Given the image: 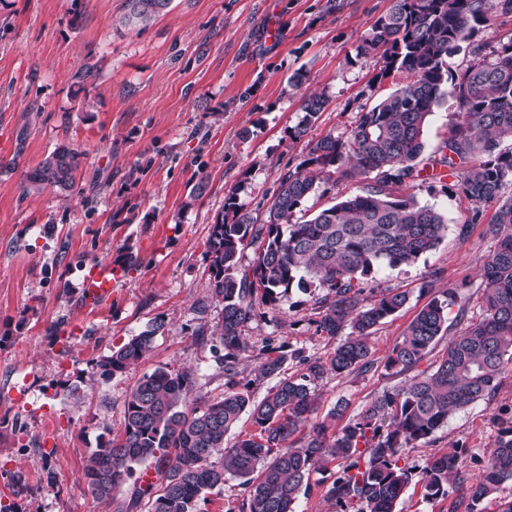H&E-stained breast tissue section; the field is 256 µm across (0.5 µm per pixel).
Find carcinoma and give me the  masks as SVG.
Masks as SVG:
<instances>
[{
	"label": "carcinoma",
	"mask_w": 512,
	"mask_h": 512,
	"mask_svg": "<svg viewBox=\"0 0 512 512\" xmlns=\"http://www.w3.org/2000/svg\"><path fill=\"white\" fill-rule=\"evenodd\" d=\"M171 0H126L124 23L144 26L165 12ZM512 11V0H393L359 39L357 55H380L381 74L404 76L403 82L374 107L358 113L348 137L327 134L310 143L293 168L279 174L268 201L266 220L257 218L228 194L224 214L216 219L208 240L211 297L222 305V318L211 335L224 346V393L207 399L197 393L190 371L157 368L146 373L125 402L124 433L102 441L84 470L87 490L104 498L118 493L135 467L150 462L161 480L148 512H198L200 501L231 479L248 491V512H295L301 492L317 465L340 462L324 497L358 512H396L413 477L424 497L448 494L450 479H461L457 456L430 454L423 466L402 463L405 451L431 439L448 419L490 395L505 364L512 359V43L463 73L451 75L448 58L468 41L496 10ZM99 69L89 66L75 75L78 89L95 85ZM448 95L461 111L460 121L436 152L424 156V130L434 108ZM329 101L324 92L303 96L302 120L288 132L291 141L307 134ZM87 153L61 143L26 177V190L71 189ZM448 170L458 191L473 205L468 224L481 220V206H496L488 233L495 249L481 270L485 283L480 318L466 317L460 307L459 331L450 333L448 307L458 289L432 298L415 316L384 361L402 384L368 401L359 414L343 420L339 401L323 420L316 419L317 383L324 376L369 370L368 343L375 328L408 301L405 292L385 289L369 301V283L386 268L412 265L435 249L448 230V217L397 192L418 181L442 178ZM341 179L367 180L362 194L297 222L295 215L320 186ZM258 253L250 265L241 262L246 249ZM322 288L315 331L345 339L325 358L300 349L285 354L283 346L264 345L253 377L242 381L240 362L249 345L244 331L259 305H274L296 287ZM164 328L150 329L95 364L93 377L107 381L141 361ZM448 338L438 363L419 365ZM299 370L284 374L287 359ZM277 383L254 401L251 385L270 377ZM256 432L234 444L226 435L243 416ZM512 482V430L491 450L483 472L468 488L466 512Z\"/></svg>",
	"instance_id": "carcinoma-1"
}]
</instances>
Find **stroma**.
<instances>
[{
  "instance_id": "obj_1",
  "label": "stroma",
  "mask_w": 512,
  "mask_h": 512,
  "mask_svg": "<svg viewBox=\"0 0 512 512\" xmlns=\"http://www.w3.org/2000/svg\"><path fill=\"white\" fill-rule=\"evenodd\" d=\"M172 0L147 26L125 27V0H0V505L14 512H147L134 482L108 499L86 490L83 475L101 441L124 432L125 400L156 368L192 370L199 394L224 391V347L212 337L222 307L211 298L208 239L225 197L263 217L281 172L309 142L347 137L401 78H379L378 56L356 57L360 36L392 0ZM512 44V12L477 27L449 58L452 73ZM95 64L100 78L80 91L72 77ZM298 70L329 103L304 138L290 127L303 113L288 84ZM460 120L453 97L429 118L426 153L436 151ZM86 150L74 188L65 194L24 191L26 175L57 144ZM208 177L190 199L193 178ZM448 217L442 242L415 264L382 271L375 286L408 292L406 305L369 339L374 366L319 381V414L337 400L355 416L397 385L384 358L418 311L448 288L479 318L485 284L480 268L495 248L487 232L495 207L468 224L470 202L452 178L412 190ZM137 265L112 296L85 307L83 270L107 259ZM322 289L291 290L265 307L245 334L326 357L338 338L315 334ZM164 321L151 353L108 381H92V364ZM208 331L199 339V331ZM512 428V362L490 397L453 415L427 442L408 449L409 465L454 453L473 479ZM58 475L46 484L47 471ZM465 487L426 500L411 482L398 512H466Z\"/></svg>"
}]
</instances>
